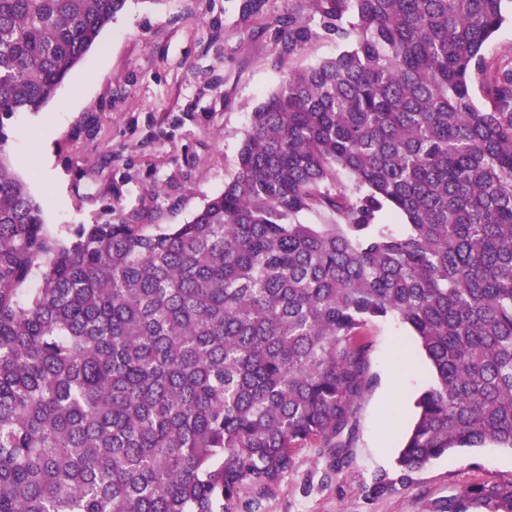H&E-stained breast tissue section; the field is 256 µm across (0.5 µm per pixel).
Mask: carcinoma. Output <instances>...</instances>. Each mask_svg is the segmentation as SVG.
<instances>
[{
  "instance_id": "carcinoma-1",
  "label": "carcinoma",
  "mask_w": 512,
  "mask_h": 512,
  "mask_svg": "<svg viewBox=\"0 0 512 512\" xmlns=\"http://www.w3.org/2000/svg\"><path fill=\"white\" fill-rule=\"evenodd\" d=\"M128 2L0 0V512H232L310 441L349 469L375 385L362 330L389 316L435 375L400 480L512 448V66L484 54L512 0H317L339 51L283 71L222 193L173 227L52 236L7 121ZM274 35L291 58L311 31ZM431 512H512V481Z\"/></svg>"
}]
</instances>
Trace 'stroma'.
<instances>
[{"mask_svg":"<svg viewBox=\"0 0 512 512\" xmlns=\"http://www.w3.org/2000/svg\"><path fill=\"white\" fill-rule=\"evenodd\" d=\"M130 0L84 61L39 112H20L9 138L12 170L42 204L51 234L72 224L125 217L138 224L186 223L224 190L238 168L243 132L255 107L281 79L282 67H305L335 55L320 28L315 0ZM303 18L313 32L293 59L273 34L276 19ZM49 149L48 171L33 167ZM374 387L361 400L349 470L336 471L316 444L270 493L242 489L233 512H428L429 505L484 481L512 479V449L459 448L400 481L396 466L415 401L435 377L409 327L395 319L368 325ZM397 383L401 398L383 394ZM392 490L371 494L378 478Z\"/></svg>","mask_w":512,"mask_h":512,"instance_id":"1","label":"stroma"}]
</instances>
